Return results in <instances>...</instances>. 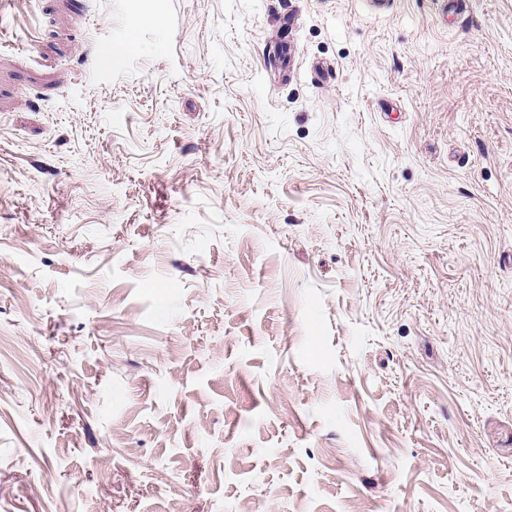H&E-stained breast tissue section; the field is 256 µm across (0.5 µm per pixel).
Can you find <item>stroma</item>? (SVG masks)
I'll return each instance as SVG.
<instances>
[{"label": "stroma", "mask_w": 512, "mask_h": 512, "mask_svg": "<svg viewBox=\"0 0 512 512\" xmlns=\"http://www.w3.org/2000/svg\"><path fill=\"white\" fill-rule=\"evenodd\" d=\"M0 512H512V0H0Z\"/></svg>", "instance_id": "35a3bbf8"}]
</instances>
